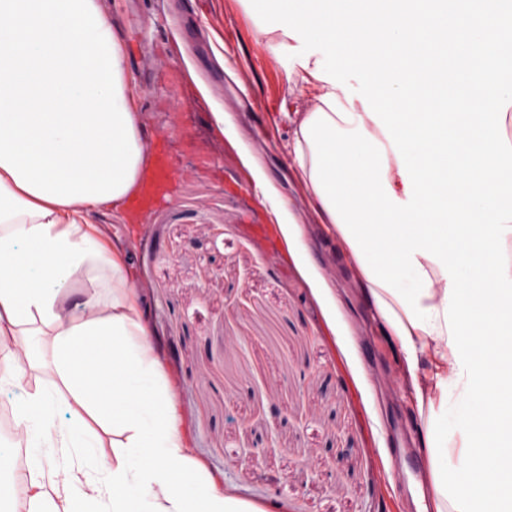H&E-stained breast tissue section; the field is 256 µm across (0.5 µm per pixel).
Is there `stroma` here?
I'll return each mask as SVG.
<instances>
[{"label": "stroma", "instance_id": "1", "mask_svg": "<svg viewBox=\"0 0 512 512\" xmlns=\"http://www.w3.org/2000/svg\"><path fill=\"white\" fill-rule=\"evenodd\" d=\"M163 38L162 91L136 108L151 153L174 170L168 201L139 222L97 216L127 242L195 457L238 497L275 512H418L428 488L394 480L391 431L410 421L397 341L373 320L356 273L312 214L284 148L314 90L244 0H144ZM224 115L216 129L212 115ZM288 201L301 245L250 226L265 194Z\"/></svg>", "mask_w": 512, "mask_h": 512}]
</instances>
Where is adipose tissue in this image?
<instances>
[{"mask_svg": "<svg viewBox=\"0 0 512 512\" xmlns=\"http://www.w3.org/2000/svg\"><path fill=\"white\" fill-rule=\"evenodd\" d=\"M324 3L246 0L288 42L289 83L316 90L285 147L399 344L435 512H512V9ZM135 96L100 0H0V501L268 512L198 464L127 253L94 221L129 219L152 177Z\"/></svg>", "mask_w": 512, "mask_h": 512, "instance_id": "obj_1", "label": "adipose tissue"}]
</instances>
